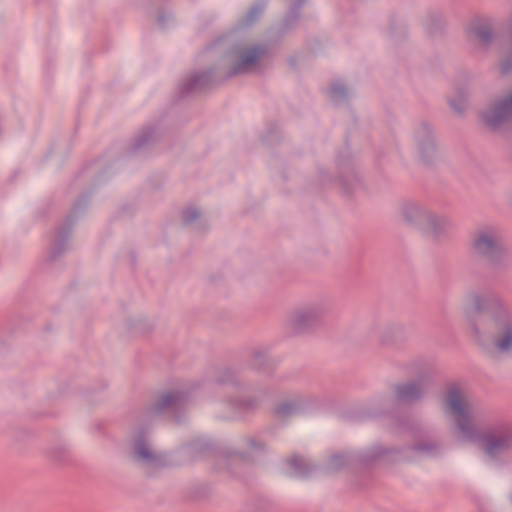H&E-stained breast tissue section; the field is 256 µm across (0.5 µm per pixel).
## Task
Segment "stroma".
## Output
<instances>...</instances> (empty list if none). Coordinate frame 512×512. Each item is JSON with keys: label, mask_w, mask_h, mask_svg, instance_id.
Here are the masks:
<instances>
[{"label": "stroma", "mask_w": 512, "mask_h": 512, "mask_svg": "<svg viewBox=\"0 0 512 512\" xmlns=\"http://www.w3.org/2000/svg\"><path fill=\"white\" fill-rule=\"evenodd\" d=\"M289 2L0 0V512H512L497 0ZM245 377L388 411L240 398L269 491L123 454ZM224 394H208L198 393L186 395L180 400V404L187 409L192 410H211L216 409L219 405L224 403Z\"/></svg>", "instance_id": "stroma-1"}]
</instances>
